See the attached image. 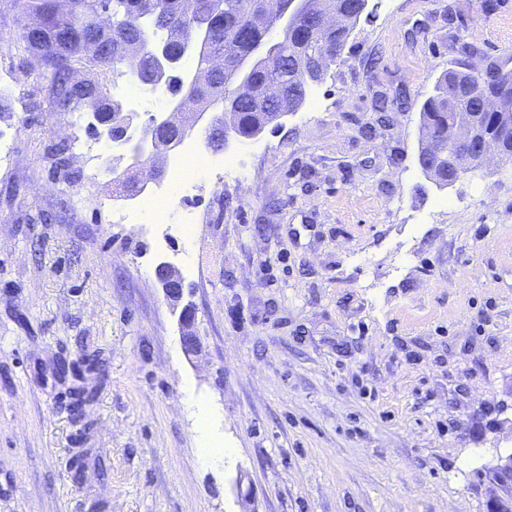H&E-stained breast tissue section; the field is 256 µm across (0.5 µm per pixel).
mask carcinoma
Returning <instances> with one entry per match:
<instances>
[{
	"label": "carcinoma",
	"mask_w": 512,
	"mask_h": 512,
	"mask_svg": "<svg viewBox=\"0 0 512 512\" xmlns=\"http://www.w3.org/2000/svg\"><path fill=\"white\" fill-rule=\"evenodd\" d=\"M90 2V7L81 12L91 18L88 27L83 29H61V22L52 17L50 4L53 0H0L7 10L19 18L49 17L37 36L29 34L30 25H25L19 36L25 52L36 56L39 68L34 71L37 81L46 84L49 104L57 112H75L82 109L96 114L100 129L95 131L112 142L129 144V156H134L137 143L126 137L124 125L127 114L122 105L111 99L107 92L105 78L107 72L118 78H127L150 91L155 76L150 62V52L145 45L144 35L156 31L170 39L174 51H182L183 41L191 37L210 43L213 51H221L230 60L239 53H245L251 44L264 36L265 31L249 29L246 34L238 30L248 26L247 18L261 8L266 0H190L191 14L185 13L180 0H112V15L123 20L121 26L110 29L105 37L100 53L86 50L85 44L91 37L103 32L96 13L103 12L107 0H79ZM358 0H340L339 7L351 17L345 27L338 29L327 38H309L305 31L294 30L279 35L274 43L276 65L273 70H255L251 76L254 89L262 87L266 79L279 82L288 94L281 103H269L256 95L241 97L231 107L230 132L245 139L255 137L282 116L280 108L293 104L297 111L305 102L306 91L297 78L302 59L321 53L343 50L353 25L360 19ZM71 58L85 72L94 85L95 96L87 99L73 91L68 82V73L57 65L60 58ZM512 68V56L495 61L486 68L471 64L456 63L444 71L436 80L434 92L420 107V126L432 128L438 135L448 128L460 112H473L479 117L482 127L495 128L504 149V161H512V90L501 97L498 111L485 112L480 100L481 87L473 85L462 96H455L451 86L458 77L468 71L484 74L483 80L498 83L497 73ZM222 85L224 91L231 92L229 73L226 70L211 75V83L198 86L185 83L183 78L169 86L176 108L183 113L186 122L192 124L200 112L215 109L223 99L212 86Z\"/></svg>",
	"instance_id": "carcinoma-1"
}]
</instances>
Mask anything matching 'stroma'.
<instances>
[{"label":"stroma","instance_id":"obj_1","mask_svg":"<svg viewBox=\"0 0 512 512\" xmlns=\"http://www.w3.org/2000/svg\"><path fill=\"white\" fill-rule=\"evenodd\" d=\"M495 3L369 0L305 104L230 140L249 194L201 182L192 236L165 239L112 223L78 163L69 184L53 169L88 123L49 108L0 12V75L21 78L0 101V512H486L474 471L512 453V164L442 189L417 156L461 44L512 55ZM166 260L185 263L194 355ZM76 385L95 394L79 419ZM156 279L173 310L179 311L178 322L185 352L188 355L197 353L199 340L194 330L196 308L192 302H185V285L178 268L161 262L156 267Z\"/></svg>","mask_w":512,"mask_h":512}]
</instances>
